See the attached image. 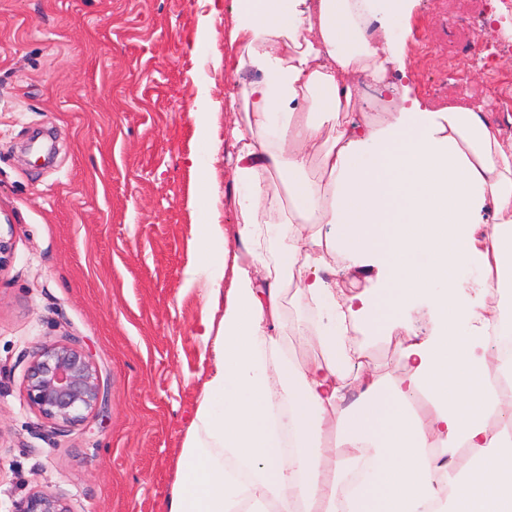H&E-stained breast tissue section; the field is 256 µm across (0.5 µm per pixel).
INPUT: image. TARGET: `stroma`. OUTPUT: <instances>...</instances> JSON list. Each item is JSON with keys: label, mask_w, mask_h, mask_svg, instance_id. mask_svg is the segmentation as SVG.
I'll use <instances>...</instances> for the list:
<instances>
[{"label": "stroma", "mask_w": 512, "mask_h": 512, "mask_svg": "<svg viewBox=\"0 0 512 512\" xmlns=\"http://www.w3.org/2000/svg\"><path fill=\"white\" fill-rule=\"evenodd\" d=\"M230 3L0 0V512L46 489L74 512H163L211 361L186 269L197 225L236 221L229 95L260 78L224 67ZM389 37L420 58L387 75L411 98L503 119L469 48L495 51L512 83L511 11L416 0ZM49 341L99 372L104 400L83 422L48 420L23 392ZM348 343L381 381L404 375L392 337L359 328Z\"/></svg>", "instance_id": "stroma-1"}]
</instances>
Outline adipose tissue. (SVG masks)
<instances>
[{
    "label": "adipose tissue",
    "instance_id": "1",
    "mask_svg": "<svg viewBox=\"0 0 512 512\" xmlns=\"http://www.w3.org/2000/svg\"><path fill=\"white\" fill-rule=\"evenodd\" d=\"M410 0H232L224 65L244 87L231 183L238 221L198 229L196 264L211 308L199 336L211 366L177 463L167 512H512V428L488 349L503 319L463 297L512 292V142L476 109L418 100L383 124L349 121L355 76L406 94L387 73L400 57L367 33L397 26ZM407 99V98H406ZM288 187L280 195L272 178ZM370 266L374 291L346 297L324 279L337 259ZM317 315L294 328L321 358L303 367L275 337L286 296ZM431 296L434 327L401 351L403 378L383 386L344 343L350 327L392 331ZM433 412L411 410L415 393ZM469 448L462 476L431 449Z\"/></svg>",
    "mask_w": 512,
    "mask_h": 512
}]
</instances>
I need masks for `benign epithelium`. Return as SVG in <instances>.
<instances>
[{"mask_svg":"<svg viewBox=\"0 0 512 512\" xmlns=\"http://www.w3.org/2000/svg\"><path fill=\"white\" fill-rule=\"evenodd\" d=\"M27 400L46 419L64 426L83 421L101 401L99 373L89 354L71 343L42 346L29 364L23 384ZM12 512H72L55 493L35 492Z\"/></svg>","mask_w":512,"mask_h":512,"instance_id":"obj_1","label":"benign epithelium"}]
</instances>
